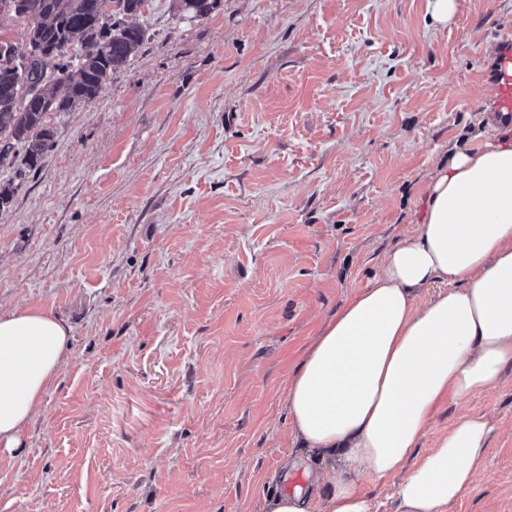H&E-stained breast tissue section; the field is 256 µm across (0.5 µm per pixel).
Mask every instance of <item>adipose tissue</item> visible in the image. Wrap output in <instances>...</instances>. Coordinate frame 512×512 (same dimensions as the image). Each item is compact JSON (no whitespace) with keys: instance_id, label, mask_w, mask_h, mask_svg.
I'll return each mask as SVG.
<instances>
[{"instance_id":"obj_1","label":"adipose tissue","mask_w":512,"mask_h":512,"mask_svg":"<svg viewBox=\"0 0 512 512\" xmlns=\"http://www.w3.org/2000/svg\"><path fill=\"white\" fill-rule=\"evenodd\" d=\"M444 282L425 303L422 288ZM68 329L0 313V445L22 433L62 364ZM512 368V131L458 151L432 178L423 220L330 319L287 387L307 486L266 512H375L366 484L402 473L393 512H445L484 464L494 427L458 417L420 450L443 399L462 403ZM329 463L331 478L317 466Z\"/></svg>"}]
</instances>
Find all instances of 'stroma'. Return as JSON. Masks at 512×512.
I'll return each instance as SVG.
<instances>
[{
    "mask_svg": "<svg viewBox=\"0 0 512 512\" xmlns=\"http://www.w3.org/2000/svg\"><path fill=\"white\" fill-rule=\"evenodd\" d=\"M90 104L48 114L0 209V312L69 329L0 512H264L300 454L286 386L412 234L457 150L500 127L512 0H172ZM496 432L448 512H512V369L443 403ZM219 5V0H173V6L191 18L209 15Z\"/></svg>",
    "mask_w": 512,
    "mask_h": 512,
    "instance_id": "35a3bbf8",
    "label": "stroma"
}]
</instances>
